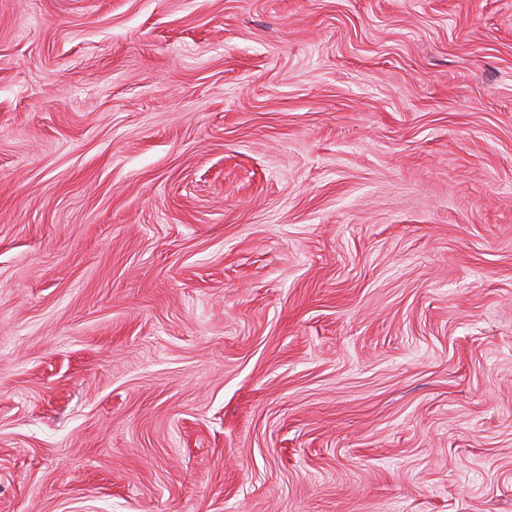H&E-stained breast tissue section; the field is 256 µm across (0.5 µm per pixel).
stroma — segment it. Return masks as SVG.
<instances>
[{
    "instance_id": "obj_1",
    "label": "stroma",
    "mask_w": 512,
    "mask_h": 512,
    "mask_svg": "<svg viewBox=\"0 0 512 512\" xmlns=\"http://www.w3.org/2000/svg\"><path fill=\"white\" fill-rule=\"evenodd\" d=\"M0 512H512V0H0Z\"/></svg>"
}]
</instances>
